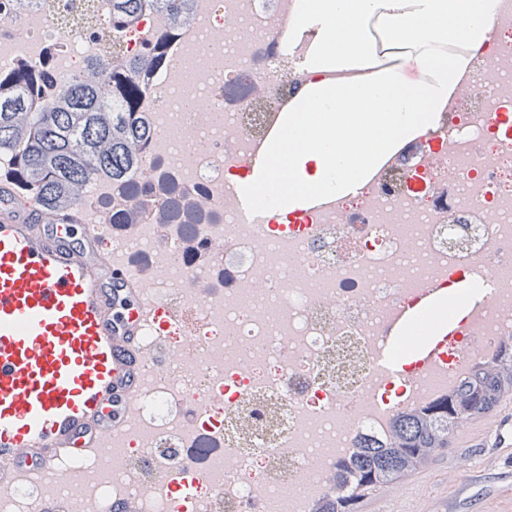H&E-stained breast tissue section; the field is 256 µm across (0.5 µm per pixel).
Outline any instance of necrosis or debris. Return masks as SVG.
<instances>
[{"mask_svg":"<svg viewBox=\"0 0 512 512\" xmlns=\"http://www.w3.org/2000/svg\"><path fill=\"white\" fill-rule=\"evenodd\" d=\"M69 0H0V72L18 61L86 76L104 54L100 33L132 58L223 41L224 66L184 85L170 65L151 76L147 113L155 128L125 183L95 179L88 203L115 260L144 277L150 294L191 321L153 323L151 363L122 451L67 459L52 473L0 491V512H37L47 493L73 512L134 496L140 512H273L279 489L309 486L299 512L327 493L328 475L359 438L388 436L394 416L436 401L430 387L454 384L491 361L512 336V0H495L476 46L462 53L474 85L447 115L402 144L360 193L326 209L253 224L224 192L243 178L255 149L302 86L326 84L304 51L315 29L291 35L298 0H193V25L148 11L131 29L112 28L109 0H94L96 24H60ZM204 102L196 112L174 94ZM455 276L489 291L485 312L459 325L433 366L392 358L377 365L379 338L416 291ZM279 310L271 319L270 310ZM195 457L194 495L177 500L174 466Z\"/></svg>","mask_w":512,"mask_h":512,"instance_id":"4bbe7bcc","label":"necrosis or debris"}]
</instances>
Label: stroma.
I'll use <instances>...</instances> for the list:
<instances>
[{
  "instance_id": "obj_1",
  "label": "stroma",
  "mask_w": 512,
  "mask_h": 512,
  "mask_svg": "<svg viewBox=\"0 0 512 512\" xmlns=\"http://www.w3.org/2000/svg\"><path fill=\"white\" fill-rule=\"evenodd\" d=\"M360 512H512V411L470 421L448 451Z\"/></svg>"
}]
</instances>
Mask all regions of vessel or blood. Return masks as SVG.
Instances as JSON below:
<instances>
[{"label": "vessel or blood", "instance_id": "vessel-or-blood-1", "mask_svg": "<svg viewBox=\"0 0 512 512\" xmlns=\"http://www.w3.org/2000/svg\"><path fill=\"white\" fill-rule=\"evenodd\" d=\"M16 196L0 182V491L49 474L62 460L98 457L107 437L127 432L144 384L142 336L159 318H178L102 249L86 207L50 212L17 205ZM466 288L461 279L428 286L394 311L380 360L449 292ZM119 297L129 302L122 312ZM484 303L472 298L433 329L413 350L418 363H434L457 319ZM198 477L187 460L170 481L187 497Z\"/></svg>", "mask_w": 512, "mask_h": 512}]
</instances>
